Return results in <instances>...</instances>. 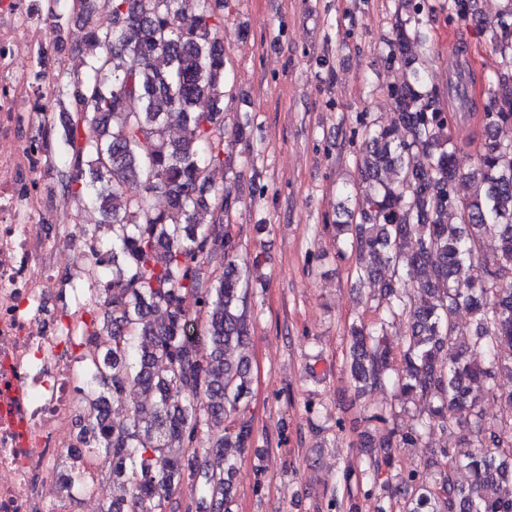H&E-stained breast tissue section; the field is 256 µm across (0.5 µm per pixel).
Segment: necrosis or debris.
Returning a JSON list of instances; mask_svg holds the SVG:
<instances>
[{"instance_id":"4bbe7bcc","label":"necrosis or debris","mask_w":512,"mask_h":512,"mask_svg":"<svg viewBox=\"0 0 512 512\" xmlns=\"http://www.w3.org/2000/svg\"><path fill=\"white\" fill-rule=\"evenodd\" d=\"M51 23L37 0H0V512H62L56 487L80 410L71 354L72 315L57 306L64 266L53 252L84 249L44 177L33 134L49 110L32 79Z\"/></svg>"}]
</instances>
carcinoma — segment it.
Returning a JSON list of instances; mask_svg holds the SVG:
<instances>
[{"mask_svg": "<svg viewBox=\"0 0 512 512\" xmlns=\"http://www.w3.org/2000/svg\"><path fill=\"white\" fill-rule=\"evenodd\" d=\"M54 50L73 52L70 24L84 32V70L59 66L51 89L58 116L34 134L45 176L62 204L93 205L101 219L85 231L87 263L76 278L92 306L80 325L77 403L83 421L76 463L60 475L70 491L83 467L119 481L126 497L102 512H233L236 457L251 446L246 416L249 323L237 272V244L222 214L230 199L213 173L231 168L224 148V87L229 70L218 32L224 0H80V9L46 0ZM478 0H448L460 21L491 33L501 68L485 78L492 108L484 142L465 177L450 133L453 113L427 88L411 53L421 40V0H405L388 58L408 67L389 91L387 124L363 113L348 141L360 186L336 212L338 252L357 256L358 284L379 290V325L350 328L355 386H394L397 404L366 417L388 424L396 405L415 406L412 424L388 429L380 444L418 448L436 433L464 429L441 447L439 477L402 480L399 512H512V414L490 419L484 405L512 378V0L484 18ZM469 182L468 194L459 186ZM224 271L212 276L208 268ZM481 274L473 276L474 267ZM421 293L412 301L406 283ZM466 311L469 332L458 320ZM403 318L408 336L393 348L384 326ZM203 320L202 336L183 334ZM139 399L125 422L111 403L128 388ZM454 409L458 418L448 417ZM216 467L201 470L200 454ZM466 470L471 479L463 481ZM200 500L184 501L185 485Z\"/></svg>", "mask_w": 512, "mask_h": 512, "instance_id": "1", "label": "carcinoma"}]
</instances>
